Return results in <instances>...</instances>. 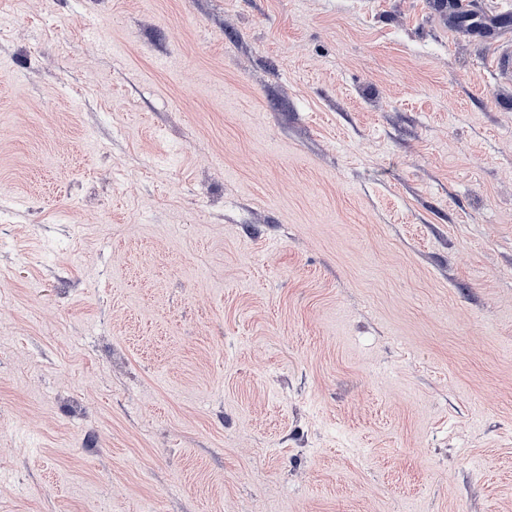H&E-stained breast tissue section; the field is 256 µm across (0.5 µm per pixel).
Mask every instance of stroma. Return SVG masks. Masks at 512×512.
<instances>
[{"mask_svg":"<svg viewBox=\"0 0 512 512\" xmlns=\"http://www.w3.org/2000/svg\"><path fill=\"white\" fill-rule=\"evenodd\" d=\"M459 11L0 0V512H512V0Z\"/></svg>","mask_w":512,"mask_h":512,"instance_id":"35a3bbf8","label":"stroma"}]
</instances>
